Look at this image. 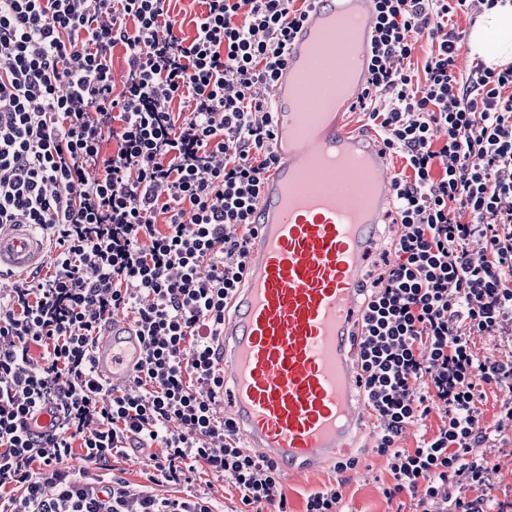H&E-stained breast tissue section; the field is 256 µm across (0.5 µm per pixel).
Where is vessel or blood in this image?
<instances>
[{"label":"vessel or blood","mask_w":512,"mask_h":512,"mask_svg":"<svg viewBox=\"0 0 512 512\" xmlns=\"http://www.w3.org/2000/svg\"><path fill=\"white\" fill-rule=\"evenodd\" d=\"M344 16L357 21L348 70L322 50L335 37L333 19ZM371 32L370 0H313L270 91L278 164L257 206L247 284L218 337L226 413L249 447L288 475L339 458L362 417L347 339L366 257L394 203L386 155L344 128L335 110L309 111L295 75L319 64L335 73L342 102L355 103ZM47 257L45 241L27 225L0 226V272H24ZM142 356L133 328L110 323L94 348L96 376L107 386L124 383ZM61 425L52 406L29 419L38 435L56 434Z\"/></svg>","instance_id":"b4317fda"}]
</instances>
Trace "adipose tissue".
<instances>
[{
    "instance_id": "ef3b65f1",
    "label": "adipose tissue",
    "mask_w": 512,
    "mask_h": 512,
    "mask_svg": "<svg viewBox=\"0 0 512 512\" xmlns=\"http://www.w3.org/2000/svg\"><path fill=\"white\" fill-rule=\"evenodd\" d=\"M470 57L482 59L486 66L504 68L512 64V0L497 4L480 14L470 31Z\"/></svg>"
}]
</instances>
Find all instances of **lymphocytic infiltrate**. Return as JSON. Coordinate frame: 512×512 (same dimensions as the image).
<instances>
[{
    "mask_svg": "<svg viewBox=\"0 0 512 512\" xmlns=\"http://www.w3.org/2000/svg\"><path fill=\"white\" fill-rule=\"evenodd\" d=\"M167 0H0V225L29 224L54 254L42 278L0 295V512H212L125 478H78L128 440L161 441L169 483L228 480L240 512L272 501L280 468L251 455L218 416L215 339L246 280L270 149L272 87L307 18L295 0H202L179 35ZM360 111L378 128L395 178L401 232L364 290L353 341L377 454L413 512H493L512 432V356L481 357L471 336L512 326V65L456 71L457 12L496 0H372ZM433 46L422 72L416 35ZM126 50L121 91L112 51ZM190 105L188 115L172 109ZM111 152H104L105 141ZM129 311L144 356L127 388L92 364L102 325ZM41 348L32 357V348ZM500 404L494 426L487 400ZM57 402L66 435L28 420ZM438 409L411 449L408 425ZM466 480L470 496L454 495Z\"/></svg>",
    "mask_w": 512,
    "mask_h": 512,
    "instance_id": "1",
    "label": "lymphocytic infiltrate"
}]
</instances>
